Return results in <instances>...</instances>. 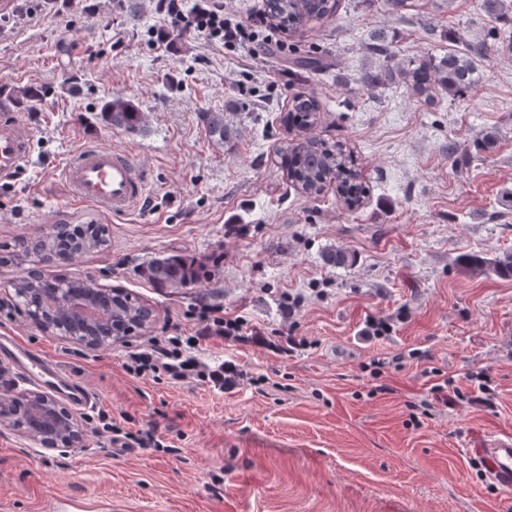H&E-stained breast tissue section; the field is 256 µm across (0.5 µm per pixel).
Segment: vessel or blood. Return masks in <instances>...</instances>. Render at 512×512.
I'll return each instance as SVG.
<instances>
[{
    "label": "vessel or blood",
    "instance_id": "b4317fda",
    "mask_svg": "<svg viewBox=\"0 0 512 512\" xmlns=\"http://www.w3.org/2000/svg\"><path fill=\"white\" fill-rule=\"evenodd\" d=\"M31 155L28 128L19 122L0 123V180L13 178ZM61 178L72 201L94 207L108 216L138 211L149 194L146 173L130 154L89 146L69 158ZM0 357L15 361L28 381L54 383L76 405H85L88 393L80 383L63 378L56 361L41 353L22 351L0 340ZM475 455L481 458L489 478L504 490H512V440L482 443Z\"/></svg>",
    "mask_w": 512,
    "mask_h": 512
}]
</instances>
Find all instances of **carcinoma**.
<instances>
[{"mask_svg": "<svg viewBox=\"0 0 512 512\" xmlns=\"http://www.w3.org/2000/svg\"><path fill=\"white\" fill-rule=\"evenodd\" d=\"M339 0H265L263 15L269 24L296 37L313 21L333 17ZM475 67L469 58L450 53L436 58L425 56L417 64L399 73L403 83L415 95L431 100L436 94L461 96L475 85ZM103 122L131 132L146 127L145 113L127 98L104 99L98 107ZM322 106L313 95L297 94L289 101L284 123L297 131L295 138L277 149L280 168L291 183L309 197L317 198L332 184L344 199L348 209L359 206L369 197L371 187L356 167L351 152L336 141L330 143L310 135L320 119ZM204 121L211 138L219 143L231 139L232 129L222 112L204 113ZM57 225H49L41 236L45 245L62 262L77 255L101 249L108 245L106 224H79L71 226L66 237L56 232ZM461 265L474 274L493 272L500 278L512 279V252L488 261L478 255H464ZM207 275L205 266L180 257L158 259L149 266V278L161 287H182Z\"/></svg>", "mask_w": 512, "mask_h": 512, "instance_id": "carcinoma-1", "label": "carcinoma"}]
</instances>
